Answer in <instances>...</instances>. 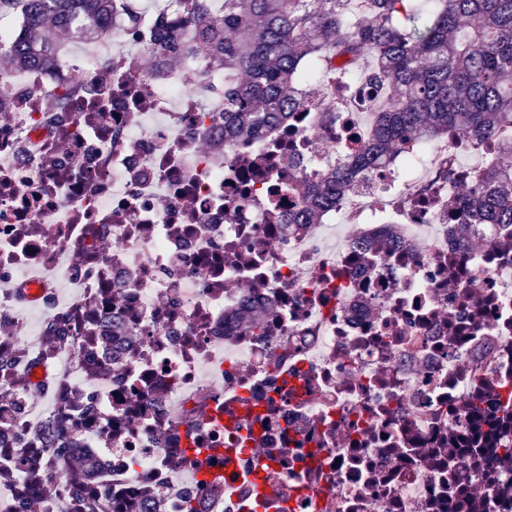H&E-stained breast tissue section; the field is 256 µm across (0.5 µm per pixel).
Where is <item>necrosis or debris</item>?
<instances>
[{
	"label": "necrosis or debris",
	"instance_id": "1",
	"mask_svg": "<svg viewBox=\"0 0 512 512\" xmlns=\"http://www.w3.org/2000/svg\"><path fill=\"white\" fill-rule=\"evenodd\" d=\"M140 41L0 77V512H512V224L474 225L475 251L449 223L457 141L289 224L293 184L360 147L367 113L317 96L228 144L223 75L147 69ZM64 83L139 98L45 111ZM292 128L305 164L252 182L243 155ZM337 224L359 231L335 244ZM250 303L270 316L246 336Z\"/></svg>",
	"mask_w": 512,
	"mask_h": 512
}]
</instances>
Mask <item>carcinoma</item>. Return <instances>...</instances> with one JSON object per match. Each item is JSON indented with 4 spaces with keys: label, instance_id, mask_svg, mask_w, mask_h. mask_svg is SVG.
<instances>
[{
    "label": "carcinoma",
    "instance_id": "carcinoma-1",
    "mask_svg": "<svg viewBox=\"0 0 512 512\" xmlns=\"http://www.w3.org/2000/svg\"><path fill=\"white\" fill-rule=\"evenodd\" d=\"M135 0H0L18 19L0 57L16 68L57 69L69 47L113 25L139 32L164 64L188 54L224 74V142L256 140L298 111L311 93L309 64L341 75L355 103L376 113L355 156L295 185L290 224H323L360 178L395 161L418 136L450 133L478 150L492 140L479 173L449 168L451 224H512V0H163L150 22ZM266 309L236 313L239 329H264Z\"/></svg>",
    "mask_w": 512,
    "mask_h": 512
}]
</instances>
